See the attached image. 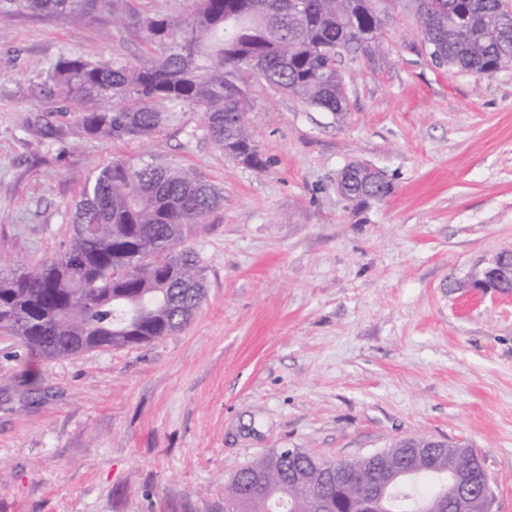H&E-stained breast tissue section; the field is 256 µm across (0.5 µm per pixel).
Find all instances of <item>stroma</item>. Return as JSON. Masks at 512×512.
<instances>
[{
  "label": "stroma",
  "instance_id": "35a3bbf8",
  "mask_svg": "<svg viewBox=\"0 0 512 512\" xmlns=\"http://www.w3.org/2000/svg\"><path fill=\"white\" fill-rule=\"evenodd\" d=\"M419 28L399 0L376 59L341 63L340 119L253 83L261 170L184 104L144 141L44 138L31 111L75 125L46 83L60 56L147 48L95 10L0 30V270L58 253L83 179L113 157L224 190L194 228L207 292L182 332L26 360L0 335V512H224L229 475L271 449L351 460L408 437L475 448L512 512V296L456 287L512 249V66H437ZM354 161L392 193L342 196Z\"/></svg>",
  "mask_w": 512,
  "mask_h": 512
}]
</instances>
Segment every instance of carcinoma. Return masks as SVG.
Returning <instances> with one entry per match:
<instances>
[{
    "label": "carcinoma",
    "instance_id": "carcinoma-1",
    "mask_svg": "<svg viewBox=\"0 0 512 512\" xmlns=\"http://www.w3.org/2000/svg\"><path fill=\"white\" fill-rule=\"evenodd\" d=\"M117 0H0V26L17 11L79 16L92 5L132 27L147 46L135 64L60 57L47 72L81 135L150 139L172 119L171 103L203 115L207 137L225 154L260 167L246 117L249 79L333 115L347 111L338 70L345 56L372 57L397 0H192L183 15L129 17ZM422 40L438 66L489 75L512 65V17L504 0H415ZM43 136L68 130L41 122ZM357 202L392 186L359 170L347 185ZM224 201L191 168L116 158L92 172L75 202L68 243L36 270L0 273V334L31 355L54 358L121 348L174 335L205 298V269L188 230ZM459 446L435 449L413 481L389 490L386 512H440L448 466L465 465ZM400 458L373 471L303 448L273 449L235 470L224 486L233 512H335L336 497L382 479Z\"/></svg>",
    "mask_w": 512,
    "mask_h": 512
}]
</instances>
